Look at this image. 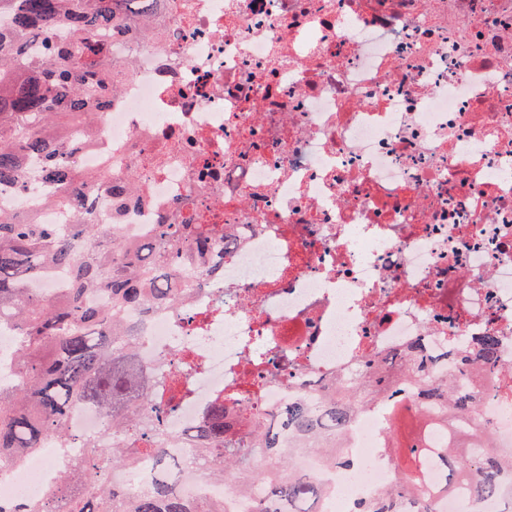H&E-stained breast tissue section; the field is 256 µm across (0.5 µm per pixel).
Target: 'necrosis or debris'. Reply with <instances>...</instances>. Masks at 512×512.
Returning a JSON list of instances; mask_svg holds the SVG:
<instances>
[{"label": "necrosis or debris", "instance_id": "1", "mask_svg": "<svg viewBox=\"0 0 512 512\" xmlns=\"http://www.w3.org/2000/svg\"><path fill=\"white\" fill-rule=\"evenodd\" d=\"M149 37L111 43L117 93L80 148L86 173L144 184L99 223L149 237L165 219L237 241L174 307L129 310L159 381L183 396L163 431L186 436L223 397L232 421H274L299 397L345 401L380 359L419 350L494 434L512 496V0H159ZM500 340L501 365L460 374L459 337ZM448 404L408 388L360 394L339 467L288 440L321 512H352L398 478L403 418L439 443ZM77 449L0 468V501L52 491ZM181 489L241 512L183 466Z\"/></svg>", "mask_w": 512, "mask_h": 512}]
</instances>
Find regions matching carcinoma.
I'll return each instance as SVG.
<instances>
[{
  "label": "carcinoma",
  "instance_id": "obj_1",
  "mask_svg": "<svg viewBox=\"0 0 512 512\" xmlns=\"http://www.w3.org/2000/svg\"><path fill=\"white\" fill-rule=\"evenodd\" d=\"M155 7L156 0H0V188L15 189L35 204L52 189L46 202L76 209L71 224H39L32 216L0 210V313L12 316L21 336L23 379L0 392V462L16 463L49 440L59 448L85 449L51 494L0 504V512H224L223 505L180 489L182 462L167 452L172 442L163 441L162 430L176 396L155 393L159 381L138 359L137 337L124 312L175 304V281L186 274L193 285L207 279L235 239L224 236L222 224L162 221L148 239H117L84 202L101 188L112 200H123L133 184L80 171L77 144L67 136L83 114L111 103L113 61L103 32L117 34L131 24L143 31ZM54 270L69 275L70 288L59 299L24 287L26 280ZM100 290L109 294L108 303L88 301ZM499 360L494 338L485 336L478 351L464 350L460 367L491 372ZM426 378L448 396L445 423L453 429L452 440L445 448L397 449L401 482L362 498L353 512H402L407 496L416 499V512H439L425 483L430 462L446 474L448 487L469 485L475 500L497 492L500 464L490 451V436L456 426L472 406L448 379ZM78 405L100 411L104 436L71 432L69 415ZM349 421L346 404L302 399L284 407L273 426L254 420L239 430L226 419L219 397L187 437L188 463L243 492L250 482L264 483V497L251 502L248 512H286L297 499L322 500L323 489L294 478L284 433L321 449ZM255 452L269 461V472L253 466ZM144 454L152 457L146 491L111 486L100 477L102 469L119 466L135 479Z\"/></svg>",
  "mask_w": 512,
  "mask_h": 512
}]
</instances>
